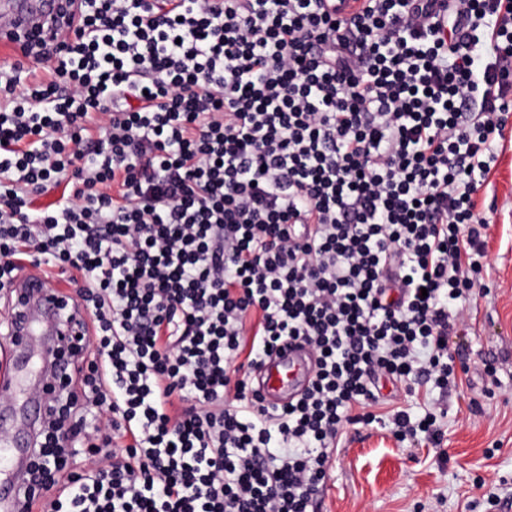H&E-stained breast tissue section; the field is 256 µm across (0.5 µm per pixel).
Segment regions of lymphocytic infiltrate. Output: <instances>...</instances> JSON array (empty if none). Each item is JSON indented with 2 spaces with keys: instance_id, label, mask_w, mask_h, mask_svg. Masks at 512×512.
Masks as SVG:
<instances>
[{
  "instance_id": "lymphocytic-infiltrate-1",
  "label": "lymphocytic infiltrate",
  "mask_w": 512,
  "mask_h": 512,
  "mask_svg": "<svg viewBox=\"0 0 512 512\" xmlns=\"http://www.w3.org/2000/svg\"><path fill=\"white\" fill-rule=\"evenodd\" d=\"M0 72V292L77 271L15 512H310L347 424L439 441L487 287L476 194L512 115V0H78ZM68 183L44 209L33 197ZM302 341L304 395L253 368ZM82 427V453L56 444Z\"/></svg>"
}]
</instances>
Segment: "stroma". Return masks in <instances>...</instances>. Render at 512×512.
<instances>
[{"mask_svg":"<svg viewBox=\"0 0 512 512\" xmlns=\"http://www.w3.org/2000/svg\"><path fill=\"white\" fill-rule=\"evenodd\" d=\"M477 199L487 222L481 279L450 346L493 374H457L426 400L444 410V437L397 440L377 425H346L319 499V512H489L488 494L512 498V121Z\"/></svg>","mask_w":512,"mask_h":512,"instance_id":"stroma-1","label":"stroma"}]
</instances>
